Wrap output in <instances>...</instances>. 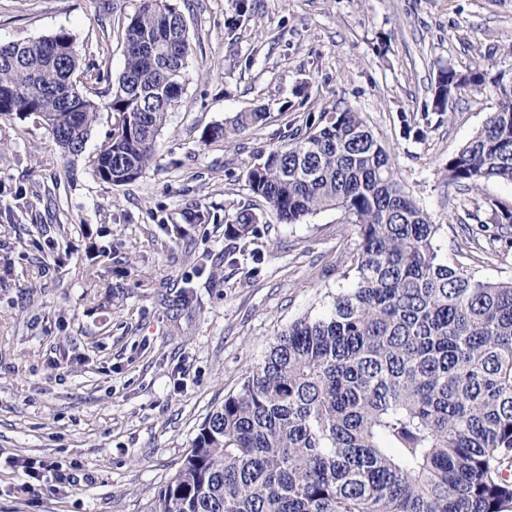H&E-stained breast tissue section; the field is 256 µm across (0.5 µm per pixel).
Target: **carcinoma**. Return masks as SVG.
<instances>
[{
  "mask_svg": "<svg viewBox=\"0 0 512 512\" xmlns=\"http://www.w3.org/2000/svg\"><path fill=\"white\" fill-rule=\"evenodd\" d=\"M236 0L229 35L249 21ZM125 65L106 108L114 123L92 161L113 186L149 169L186 84L191 36L170 0H140L122 28ZM60 30L0 42V115L42 112L65 153L86 146L100 73L81 69ZM83 81L68 82L70 74ZM491 92L496 110L445 166L448 184L475 191L512 181V72L481 63L439 69L430 107ZM258 105L206 128L205 143L263 125ZM308 131L260 151L250 191L281 223L327 209L357 230L353 287L318 318L290 324L200 425L150 512H512V280L492 281L443 257V225L408 197L391 156L358 109L306 120ZM108 169L106 178L103 169ZM462 235L489 226L512 253V203L491 197ZM234 240L256 233L240 210Z\"/></svg>",
  "mask_w": 512,
  "mask_h": 512,
  "instance_id": "cac0c4a2",
  "label": "carcinoma"
}]
</instances>
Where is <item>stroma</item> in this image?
<instances>
[{
  "mask_svg": "<svg viewBox=\"0 0 512 512\" xmlns=\"http://www.w3.org/2000/svg\"><path fill=\"white\" fill-rule=\"evenodd\" d=\"M171 2L192 38L188 82L142 178L113 186L93 171L110 112L77 156L43 125L0 116V512H148L273 337L352 286L357 236L339 212L281 224L245 181L254 153L304 130L309 114L363 112L406 193L443 225L444 255L512 279V256L486 236L471 249L457 228L478 199L511 202L512 182L460 194L444 169L496 97L462 92L442 116L424 108L442 66L512 70V0H254L232 38L235 0ZM138 6L0 0V41L71 33L82 67L101 70L93 98L104 103L125 65L119 26ZM259 104L270 107L264 125L204 144V129ZM402 113L424 139L401 134ZM191 209L207 221L186 223ZM242 209L260 224L234 243L224 216ZM231 246L235 265L224 262ZM19 458L51 469L29 479Z\"/></svg>",
  "mask_w": 512,
  "mask_h": 512,
  "instance_id": "1",
  "label": "stroma"
}]
</instances>
